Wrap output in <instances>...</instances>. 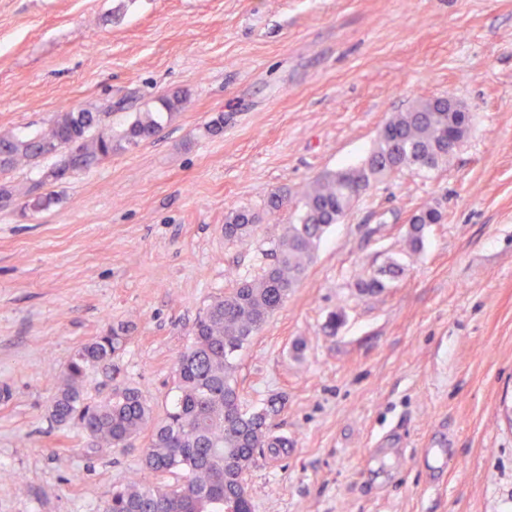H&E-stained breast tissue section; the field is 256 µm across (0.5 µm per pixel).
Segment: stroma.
Returning a JSON list of instances; mask_svg holds the SVG:
<instances>
[{
  "label": "stroma",
  "mask_w": 512,
  "mask_h": 512,
  "mask_svg": "<svg viewBox=\"0 0 512 512\" xmlns=\"http://www.w3.org/2000/svg\"><path fill=\"white\" fill-rule=\"evenodd\" d=\"M178 89L185 110L52 184L49 208L0 206V512H102L146 441L90 448L51 426L77 346L134 321L85 394L127 383L163 409L197 317L260 274L291 220L267 197L359 162L390 113L448 94L473 117L450 162L378 182L241 351L244 409L279 399L269 424L288 440L247 482L252 512H512V0H0V131L108 104L119 133ZM435 201L444 221L400 254ZM234 208L264 215L247 242L224 239ZM395 255L403 275L359 295Z\"/></svg>",
  "instance_id": "35a3bbf8"
}]
</instances>
